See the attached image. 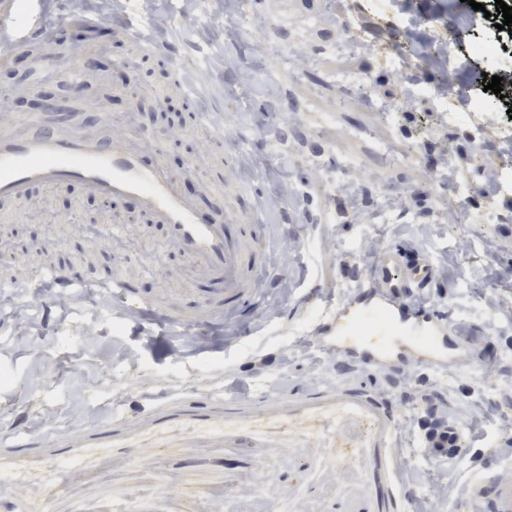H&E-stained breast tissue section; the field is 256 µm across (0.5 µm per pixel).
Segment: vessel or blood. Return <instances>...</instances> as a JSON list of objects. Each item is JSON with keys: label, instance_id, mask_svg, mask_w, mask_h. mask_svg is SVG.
<instances>
[{"label": "vessel or blood", "instance_id": "obj_1", "mask_svg": "<svg viewBox=\"0 0 512 512\" xmlns=\"http://www.w3.org/2000/svg\"><path fill=\"white\" fill-rule=\"evenodd\" d=\"M5 28L12 43L38 41L50 50L56 45L51 31L17 22L8 0H0V30ZM25 124V130L0 135V201L24 198L34 183L62 187L74 181L98 197L136 200L151 223L163 226L169 242L192 260L197 277L212 284L206 300L186 310L173 309L170 320L187 327L210 324L238 303L255 300L268 252L262 227L251 217L227 210L202 221L197 201L182 189L181 174L160 159L143 163L137 130L103 143L78 129L57 131L44 112L30 114ZM123 265L122 257L113 259L112 273L100 281V290L119 298L125 313L154 309L152 300L133 290ZM432 276L425 258L407 261L398 248L379 250L367 277L366 299L351 300L337 311L332 320L336 332L325 338L328 348L337 358L359 361L365 368L412 366L433 372L464 357L473 337L448 335L444 325L429 317L396 322L410 288L426 285ZM337 405L345 414L362 418L374 447H386L395 429L389 410L357 398L339 399ZM423 445L430 448L433 461L453 465L461 460L465 442L457 425L439 414L430 418ZM468 498H489L496 512H512V481L482 473L471 480Z\"/></svg>", "mask_w": 512, "mask_h": 512}]
</instances>
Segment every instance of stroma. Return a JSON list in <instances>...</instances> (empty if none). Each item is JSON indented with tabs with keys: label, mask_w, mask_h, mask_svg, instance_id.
I'll list each match as a JSON object with an SVG mask.
<instances>
[{
	"label": "stroma",
	"mask_w": 512,
	"mask_h": 512,
	"mask_svg": "<svg viewBox=\"0 0 512 512\" xmlns=\"http://www.w3.org/2000/svg\"><path fill=\"white\" fill-rule=\"evenodd\" d=\"M33 23L57 29L52 64L0 58V111L68 81L94 56L66 104L74 121L107 113L89 132L145 131L146 160L185 173L201 215L241 195L266 224L268 268L259 297L223 327L183 331L162 316L126 317L110 296L78 289L67 302L44 289L27 321L10 309L41 266L82 281L108 278L113 253L139 296L162 307L205 297L190 261L135 201L105 209L77 183L33 185L0 205V512H417L447 486L438 512H472L469 481L500 468L512 428V196L488 189L502 160L478 149L498 134L449 125L422 87L434 67L401 83L393 56L404 36L355 0H14ZM375 47L350 43L353 27ZM155 51L125 28L152 35ZM366 76L359 93L344 76ZM395 103L392 121L380 104ZM429 143L422 159L406 146ZM455 172V184L446 175ZM494 229L479 222L487 204ZM122 218L128 230L87 235ZM422 252L433 280L414 294L443 324L476 327L474 353L437 372L338 366L323 348L330 309L361 295L370 241ZM298 247L282 263L284 242ZM387 407L397 423L435 402L472 419L453 467L426 462L416 438L374 448L338 397ZM342 431L348 447L333 445Z\"/></svg>",
	"instance_id": "35a3bbf8"
}]
</instances>
